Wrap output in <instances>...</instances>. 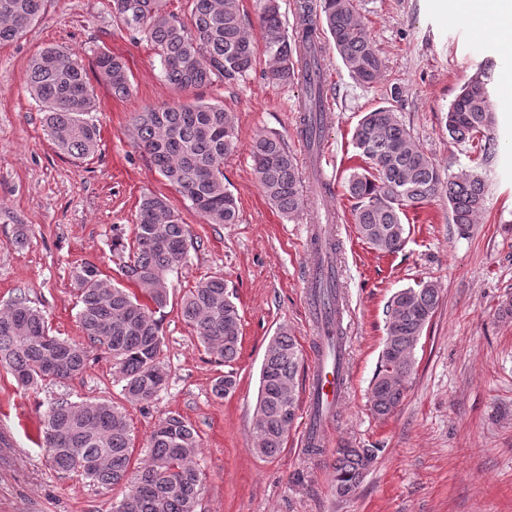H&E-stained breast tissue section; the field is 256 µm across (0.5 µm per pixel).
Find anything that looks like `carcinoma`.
Returning a JSON list of instances; mask_svg holds the SVG:
<instances>
[{
    "instance_id": "cac0c4a2",
    "label": "carcinoma",
    "mask_w": 512,
    "mask_h": 512,
    "mask_svg": "<svg viewBox=\"0 0 512 512\" xmlns=\"http://www.w3.org/2000/svg\"><path fill=\"white\" fill-rule=\"evenodd\" d=\"M44 2L0 0V44L15 40L38 20ZM111 2L115 25L150 42L166 80L179 91L217 79L234 80L256 65V46L239 0H189V28L164 11L162 0ZM258 25L269 79L304 87L300 132L310 148L321 143L324 128L322 34L332 37L356 81L372 84L383 75L379 51L355 0H300L291 37L279 0H259ZM94 66L113 95L130 93L131 73L119 57L102 51ZM491 77L488 62L450 105L445 124L453 142L475 143L484 153L491 149L496 123ZM27 84L44 107L47 132L57 148L77 159L95 152L99 133L87 116L96 103L84 65L65 48L49 47L29 62ZM132 126L138 146L206 223H237V200L224 185V158L236 139L233 113L220 105L176 103L135 113ZM353 139L364 165L349 174L347 191L356 200L352 216L357 233L371 248L381 253L399 250L405 210L442 194L460 229L475 223L484 201L483 180L468 171L443 180L393 108L366 113ZM251 157L267 200L284 215H300L305 208L304 181L286 142L275 134H260L252 142ZM136 227L122 274L137 291L105 281L92 263H83L75 273L77 320L84 341L52 334L41 310L23 297L0 312V366L24 380L23 386L75 377L86 369L90 352L97 350L112 355L128 400L152 401L166 377L156 314L169 300L167 275L186 260L188 229L168 200L153 193L142 197ZM439 292L429 282L396 292L388 305L386 337L369 394L370 410L379 419L393 416L405 399L414 350L435 313ZM180 315L218 359L231 363L237 358L241 316L226 293L224 278L211 276L189 289L181 299ZM301 363L303 351L288 330L268 342L254 412L253 450L260 455L274 457L283 448L285 428L293 423L289 409L298 408L294 386ZM42 440L54 470L78 472L101 485H125V495L112 505V512H196L203 488L196 466L201 443L179 414L171 412L158 421L150 436L149 459L133 475L130 427L110 402L55 401L45 415ZM378 452L346 444L335 449L331 484L337 495L356 492Z\"/></svg>"
}]
</instances>
